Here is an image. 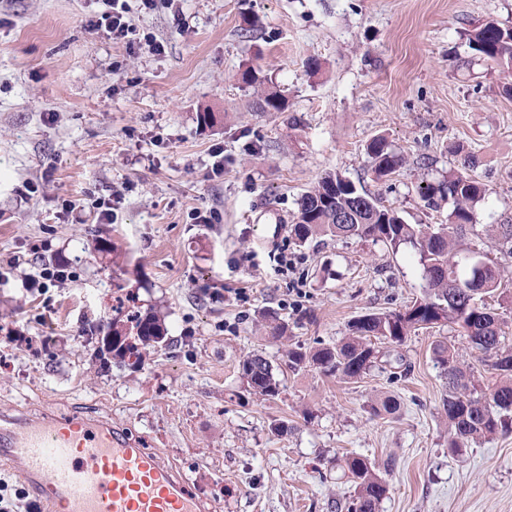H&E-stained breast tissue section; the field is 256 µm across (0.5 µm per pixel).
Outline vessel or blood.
Segmentation results:
<instances>
[{
    "mask_svg": "<svg viewBox=\"0 0 512 512\" xmlns=\"http://www.w3.org/2000/svg\"><path fill=\"white\" fill-rule=\"evenodd\" d=\"M46 512H208L186 477L104 420L0 417V466Z\"/></svg>",
    "mask_w": 512,
    "mask_h": 512,
    "instance_id": "b4317fda",
    "label": "vessel or blood"
}]
</instances>
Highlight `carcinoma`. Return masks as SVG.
Returning a JSON list of instances; mask_svg holds the SVG:
<instances>
[{"label": "carcinoma", "mask_w": 512, "mask_h": 512, "mask_svg": "<svg viewBox=\"0 0 512 512\" xmlns=\"http://www.w3.org/2000/svg\"><path fill=\"white\" fill-rule=\"evenodd\" d=\"M468 47L480 59L512 70V27L487 20L467 33ZM262 112H283L287 103L280 91L270 88L257 99ZM372 172L378 179L392 177L403 164L385 138L373 139L367 147ZM471 158H463L461 168L448 170V176L420 188L428 206L437 208L443 201L452 204L447 224H408L399 213L357 189L353 182L329 173L317 186L304 193L297 202L291 234L300 243L316 236H330L380 241L395 251L403 244L417 250L423 267L425 285L421 297L403 310L371 312L358 316L349 325V336L336 345L314 349H288L286 365L298 372L313 367L326 376L357 379L377 362L380 351L375 342L404 343L411 332L443 323L463 329L480 360L499 372L500 380L488 393L477 390L473 371L461 364L454 348L444 341L433 347L436 363L441 368L448 394L443 409L448 417V450L461 456L470 444L512 432V349L506 347L503 323L496 313L476 296L491 293L502 285V270L485 263L477 273L469 265V257L456 248L468 233L475 231L473 210L484 199L487 189L466 173ZM350 211L348 224L336 223V213ZM498 240L503 254L512 258V217L488 225ZM92 336L112 337L100 344L94 357L106 362L132 366L141 363L137 343L168 341L167 329L152 311L132 308L126 319L99 322L89 327ZM242 376L249 393L273 398L279 395L281 381L271 364L258 353L242 362ZM345 467L356 485L357 496L347 505V512H377L388 491L386 482L374 464L362 455H350Z\"/></svg>", "instance_id": "obj_1"}]
</instances>
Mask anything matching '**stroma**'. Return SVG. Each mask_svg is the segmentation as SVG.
<instances>
[{
  "mask_svg": "<svg viewBox=\"0 0 512 512\" xmlns=\"http://www.w3.org/2000/svg\"><path fill=\"white\" fill-rule=\"evenodd\" d=\"M129 5L161 53L94 29L102 0H0V415L110 417L217 512H336L355 493L352 453L387 483L378 512H512V433L448 453L435 342L482 386L497 381L459 326L380 344L388 361L352 381L291 372L283 358L290 346L338 343L355 317L405 308L423 285L407 245L296 243L300 196L336 172L407 223L444 224L450 206H427L418 186L466 156L489 192L463 247L503 267L504 293L485 302L512 347V258L484 230L512 214V77L466 40L488 18L512 24V0ZM250 66L287 111H256L257 91L241 81ZM201 112L222 125H200ZM379 135L404 158L386 181L366 153ZM216 148L224 172L212 178ZM116 194L112 223H99L87 202ZM63 199L84 205L82 223L64 218ZM195 209L218 222L192 223ZM98 235L119 264L94 251ZM284 247L300 262L279 273ZM59 261L73 278L29 289L37 268ZM129 295L163 316L171 343L146 348L139 369L100 370L82 330ZM265 313L287 322V339L270 338ZM254 353L281 376L277 397L247 392L240 363ZM386 396L396 410L375 414Z\"/></svg>",
  "mask_w": 512,
  "mask_h": 512,
  "instance_id": "1",
  "label": "stroma"
}]
</instances>
